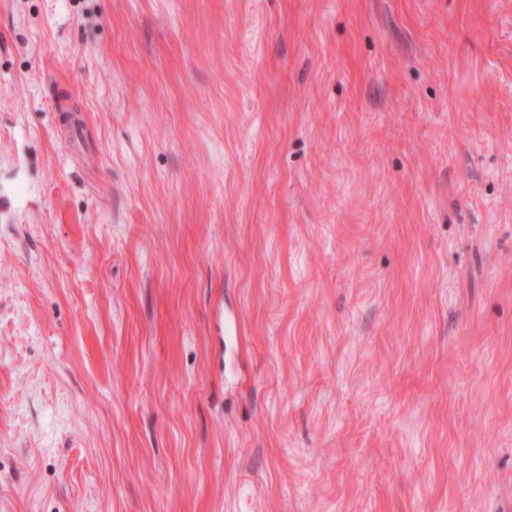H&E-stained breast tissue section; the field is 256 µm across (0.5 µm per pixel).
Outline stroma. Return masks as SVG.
I'll use <instances>...</instances> for the list:
<instances>
[{"label":"stroma","mask_w":512,"mask_h":512,"mask_svg":"<svg viewBox=\"0 0 512 512\" xmlns=\"http://www.w3.org/2000/svg\"><path fill=\"white\" fill-rule=\"evenodd\" d=\"M0 512H512V0H0Z\"/></svg>","instance_id":"stroma-1"}]
</instances>
